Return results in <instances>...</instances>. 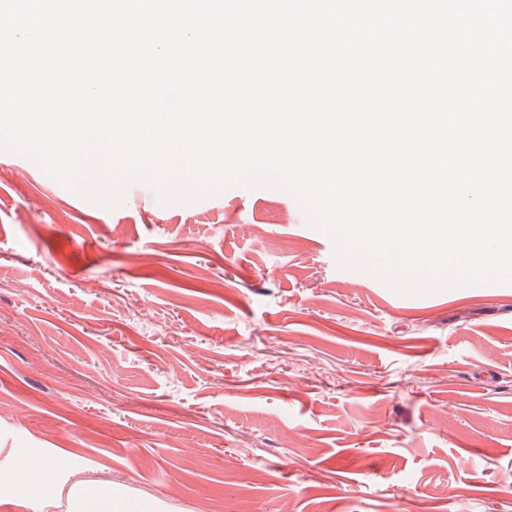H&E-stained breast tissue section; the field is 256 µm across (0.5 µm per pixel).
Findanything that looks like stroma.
Instances as JSON below:
<instances>
[{
	"mask_svg": "<svg viewBox=\"0 0 512 512\" xmlns=\"http://www.w3.org/2000/svg\"><path fill=\"white\" fill-rule=\"evenodd\" d=\"M99 489L140 512H512V285L401 295L283 191L136 185L108 209L0 152V512Z\"/></svg>",
	"mask_w": 512,
	"mask_h": 512,
	"instance_id": "35a3bbf8",
	"label": "stroma"
}]
</instances>
